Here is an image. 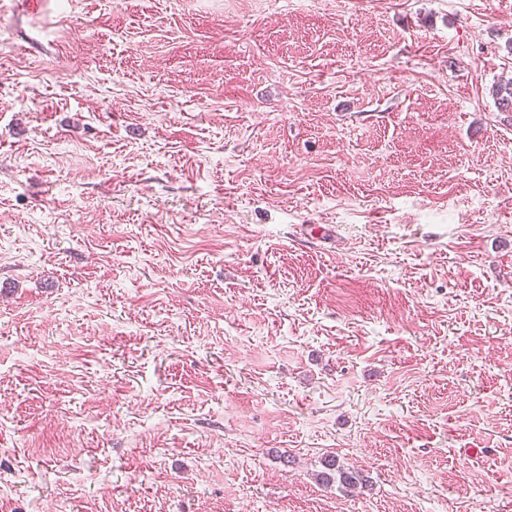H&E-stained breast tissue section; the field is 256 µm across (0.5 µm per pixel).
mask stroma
Listing matches in <instances>:
<instances>
[{
	"label": "stroma",
	"instance_id": "stroma-1",
	"mask_svg": "<svg viewBox=\"0 0 512 512\" xmlns=\"http://www.w3.org/2000/svg\"><path fill=\"white\" fill-rule=\"evenodd\" d=\"M503 77L512 0H0V512H512ZM323 468L324 470L317 474L323 485H330L335 479L346 488L355 489L366 484L367 479L361 472L346 468L335 457L325 458Z\"/></svg>",
	"mask_w": 512,
	"mask_h": 512
}]
</instances>
